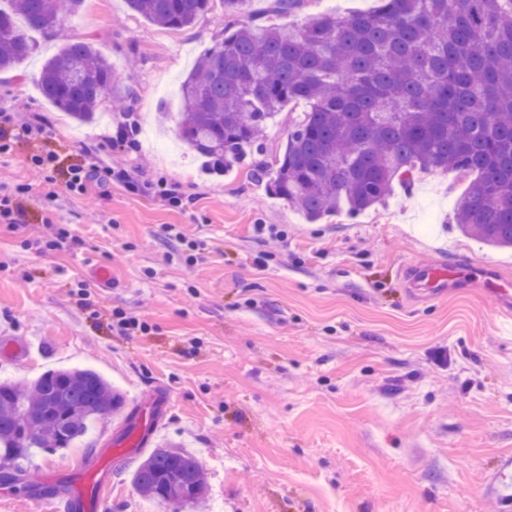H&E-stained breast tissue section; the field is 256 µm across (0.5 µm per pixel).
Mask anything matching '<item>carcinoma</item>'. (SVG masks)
Returning a JSON list of instances; mask_svg holds the SVG:
<instances>
[{
  "instance_id": "carcinoma-1",
  "label": "carcinoma",
  "mask_w": 512,
  "mask_h": 512,
  "mask_svg": "<svg viewBox=\"0 0 512 512\" xmlns=\"http://www.w3.org/2000/svg\"><path fill=\"white\" fill-rule=\"evenodd\" d=\"M84 0H6L0 5V70L56 37ZM220 3L232 22L182 84L180 135L223 172L263 150L285 105L306 112L271 170L252 175L314 223L365 211L395 184L452 170L469 179L457 204L459 231L512 247V0H377L345 17L308 16L288 26L250 17L248 0H127L167 30L189 28ZM305 0H274L300 13ZM45 98L89 122L106 97L132 98L112 65L86 40H66L43 66ZM125 396L92 369L49 370L29 387L0 382V463L25 471L32 449L71 447L98 421L123 411ZM131 482L161 512H205L207 482L181 446L153 449Z\"/></svg>"
}]
</instances>
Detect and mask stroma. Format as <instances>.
Listing matches in <instances>:
<instances>
[{"label": "stroma", "mask_w": 512, "mask_h": 512, "mask_svg": "<svg viewBox=\"0 0 512 512\" xmlns=\"http://www.w3.org/2000/svg\"><path fill=\"white\" fill-rule=\"evenodd\" d=\"M224 24L219 7L171 31L125 0H84L65 34L93 43L135 92L120 110L103 100L90 124L40 96L59 40L39 39L0 72V105L47 125L0 159L1 181H29L43 149L66 165L123 155L125 110L140 123L145 179L179 184L183 197L173 206L116 181L75 195L58 178L20 199L18 228L0 223V380L25 387L50 369L89 368L126 398L74 447L33 452L23 480L0 479L8 512H56L61 486L85 512L107 459L112 512H153L130 483L147 455L139 435L199 458L208 512H512V321L480 284L436 299L407 286L411 265L462 261L512 280V248L453 224L466 188L453 172L314 223L248 166L211 172L178 140L180 88ZM48 220L68 238L44 253ZM170 224L204 240L196 264L167 239ZM258 224L284 230L277 250ZM94 263L111 270V288ZM116 310L144 330L119 332Z\"/></svg>", "instance_id": "stroma-1"}]
</instances>
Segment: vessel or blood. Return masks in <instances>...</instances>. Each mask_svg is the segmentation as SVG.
I'll use <instances>...</instances> for the list:
<instances>
[{
    "label": "vessel or blood",
    "mask_w": 512,
    "mask_h": 512,
    "mask_svg": "<svg viewBox=\"0 0 512 512\" xmlns=\"http://www.w3.org/2000/svg\"><path fill=\"white\" fill-rule=\"evenodd\" d=\"M475 281L502 297L512 305V281L492 276L480 267L465 269L462 266L443 264L416 265L409 271V284L420 292L437 295L465 281Z\"/></svg>",
    "instance_id": "vessel-or-blood-1"
}]
</instances>
